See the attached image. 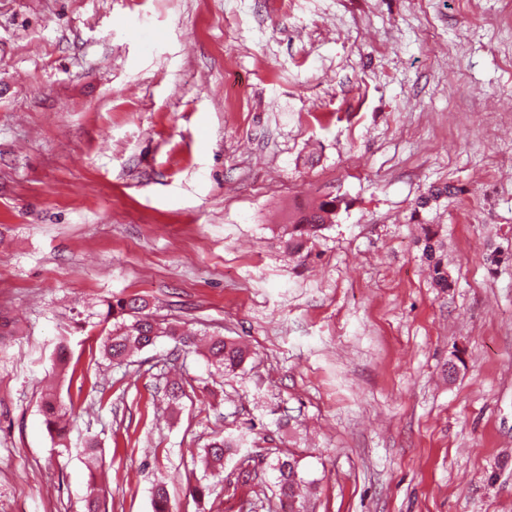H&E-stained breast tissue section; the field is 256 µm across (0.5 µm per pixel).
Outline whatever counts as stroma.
<instances>
[{"label": "stroma", "instance_id": "1", "mask_svg": "<svg viewBox=\"0 0 512 512\" xmlns=\"http://www.w3.org/2000/svg\"><path fill=\"white\" fill-rule=\"evenodd\" d=\"M132 295L254 360L112 364L96 312ZM0 312V512H85L89 436L106 512L160 481L172 512H275L288 453L305 512H512V0H0ZM229 435L260 484L205 470ZM336 197L322 200L289 218L283 225L284 242L294 252L303 250L307 242L315 240L336 217ZM438 225H422L419 242L423 245L422 254L427 262L428 275L436 288L448 290L452 282L449 279L448 268L444 264L443 243L440 240ZM72 409L60 401L56 395L48 394L42 400V411L48 431L58 439L59 445L66 446V416ZM238 439L234 437H215L203 449L204 462L210 467H216L224 461V456L231 451L237 452L239 448Z\"/></svg>", "mask_w": 512, "mask_h": 512}]
</instances>
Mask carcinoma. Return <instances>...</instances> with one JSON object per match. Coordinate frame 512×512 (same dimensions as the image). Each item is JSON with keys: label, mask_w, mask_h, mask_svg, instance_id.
Instances as JSON below:
<instances>
[{"label": "carcinoma", "mask_w": 512, "mask_h": 512, "mask_svg": "<svg viewBox=\"0 0 512 512\" xmlns=\"http://www.w3.org/2000/svg\"><path fill=\"white\" fill-rule=\"evenodd\" d=\"M336 217V199L322 200L298 212L289 223L283 225V238L288 249L303 250L307 242L315 240L327 224ZM422 254L427 262L432 284L442 290L452 287L448 268L444 264L443 243L433 224L421 225ZM100 321L111 324L101 340L103 355L109 360L122 363L136 351L152 346L160 338L167 337L184 347L196 345L197 333L186 324L157 318L150 311L149 303L136 296L114 297L103 301V310L97 312ZM206 358L208 364L220 375L240 368L249 358L246 346L222 336L209 339ZM42 411L48 431L64 445L66 439L67 405L56 395L48 394L42 400ZM239 448L234 437H215L204 448V462L213 468L224 461V456ZM97 442L88 438L81 449L86 466L94 468L98 462ZM277 472L278 496L281 508L288 512H301L298 499L302 498L303 479L299 477L298 462L293 457L277 459L273 465ZM153 512H170L169 493L164 483L155 485L152 493Z\"/></svg>", "instance_id": "carcinoma-1"}]
</instances>
